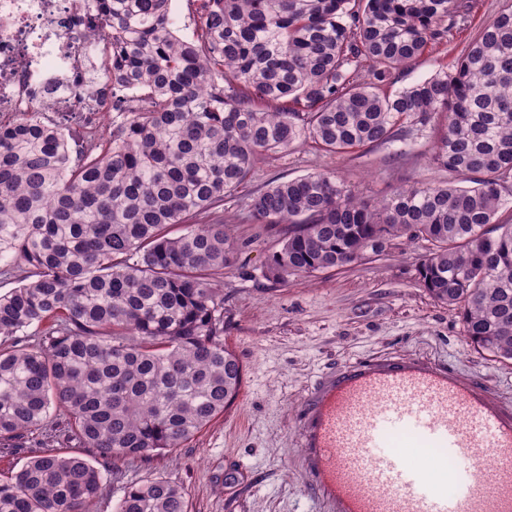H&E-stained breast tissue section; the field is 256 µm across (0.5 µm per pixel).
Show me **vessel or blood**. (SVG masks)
Returning a JSON list of instances; mask_svg holds the SVG:
<instances>
[{"mask_svg": "<svg viewBox=\"0 0 512 512\" xmlns=\"http://www.w3.org/2000/svg\"><path fill=\"white\" fill-rule=\"evenodd\" d=\"M302 412L311 477L335 512H512V410L447 369L347 366L321 378ZM403 434L459 468L411 466L392 446ZM482 461L496 471L488 489Z\"/></svg>", "mask_w": 512, "mask_h": 512, "instance_id": "vessel-or-blood-1", "label": "vessel or blood"}]
</instances>
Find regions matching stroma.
Wrapping results in <instances>:
<instances>
[{
  "label": "stroma",
  "mask_w": 512,
  "mask_h": 512,
  "mask_svg": "<svg viewBox=\"0 0 512 512\" xmlns=\"http://www.w3.org/2000/svg\"><path fill=\"white\" fill-rule=\"evenodd\" d=\"M478 3L471 29L447 51L400 72L398 86L452 64L474 28L506 0ZM432 147L423 138L405 153L379 147L364 159L304 145L262 163L251 187L335 169L356 194L373 199L409 181L446 180V173L430 162ZM224 217L232 222L238 250L234 266L224 272V343L243 365L239 394L180 449L145 466L116 461L122 480L105 481L98 512H112L122 482L152 475L184 488L188 512H334L312 489L302 406L322 375L356 362L411 359L445 367L512 408V360L475 349L455 311L420 285L422 244L399 243L347 268L277 284L265 278L264 270L280 247V230L247 220L240 196L225 200Z\"/></svg>",
  "instance_id": "35a3bbf8"
}]
</instances>
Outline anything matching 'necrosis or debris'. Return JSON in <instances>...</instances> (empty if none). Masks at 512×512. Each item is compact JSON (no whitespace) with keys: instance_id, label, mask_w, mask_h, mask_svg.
I'll use <instances>...</instances> for the list:
<instances>
[{"instance_id":"1","label":"necrosis or debris","mask_w":512,"mask_h":512,"mask_svg":"<svg viewBox=\"0 0 512 512\" xmlns=\"http://www.w3.org/2000/svg\"><path fill=\"white\" fill-rule=\"evenodd\" d=\"M101 0H0V121L109 122L112 88L87 31Z\"/></svg>"}]
</instances>
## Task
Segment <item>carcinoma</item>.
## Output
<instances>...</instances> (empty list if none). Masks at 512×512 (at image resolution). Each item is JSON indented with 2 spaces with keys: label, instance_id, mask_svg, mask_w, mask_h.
Instances as JSON below:
<instances>
[{
  "label": "carcinoma",
  "instance_id": "cac0c4a2",
  "mask_svg": "<svg viewBox=\"0 0 512 512\" xmlns=\"http://www.w3.org/2000/svg\"><path fill=\"white\" fill-rule=\"evenodd\" d=\"M170 0H103L112 123L79 142L40 116L0 124V512H93L118 460L180 448L237 396L217 216L258 164L308 141L347 155L430 136L451 179L375 202L333 170L246 194L286 224L265 277L285 283L424 242L420 282L474 348L512 360V5L452 67L395 90L448 47L476 0H201L193 37ZM36 342H27L28 337ZM85 448L92 460L50 445ZM112 512H188L182 487L131 481Z\"/></svg>",
  "mask_w": 512,
  "mask_h": 512
}]
</instances>
